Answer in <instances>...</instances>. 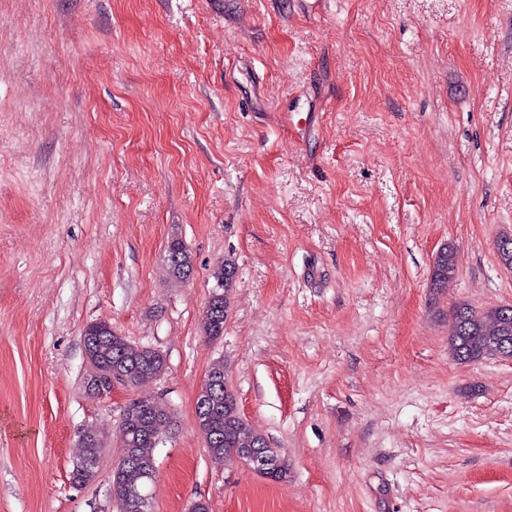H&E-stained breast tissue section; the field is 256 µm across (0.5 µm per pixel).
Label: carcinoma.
<instances>
[{
	"label": "carcinoma",
	"mask_w": 512,
	"mask_h": 512,
	"mask_svg": "<svg viewBox=\"0 0 512 512\" xmlns=\"http://www.w3.org/2000/svg\"><path fill=\"white\" fill-rule=\"evenodd\" d=\"M167 253L172 274L177 278L188 277L193 263L183 241L171 238ZM457 271V249L446 244L434 257L431 287H445ZM212 277L213 291L203 312L202 326L205 336L214 340L224 335L225 312L237 277L235 262L224 259ZM83 344L90 366L86 388L93 394L107 390L117 377H123L129 386L138 387L165 370L162 354L130 344L106 322L88 324L83 332ZM448 344L454 357L463 362L491 357L512 359V309L505 312L497 306L476 311L464 303L455 306ZM196 417L208 451L216 459L235 460L253 448L265 446V436L241 416L235 395L225 384L211 393L205 406H196ZM169 424L170 415L159 408L150 394L133 399L125 407L121 420L123 445L138 463L112 471V497L118 512H143L140 502L149 499L148 487L156 476L154 449L162 442V433ZM79 447L78 464L73 467L71 480L83 486L97 476L104 443L95 431L88 429L81 433Z\"/></svg>",
	"instance_id": "obj_1"
}]
</instances>
